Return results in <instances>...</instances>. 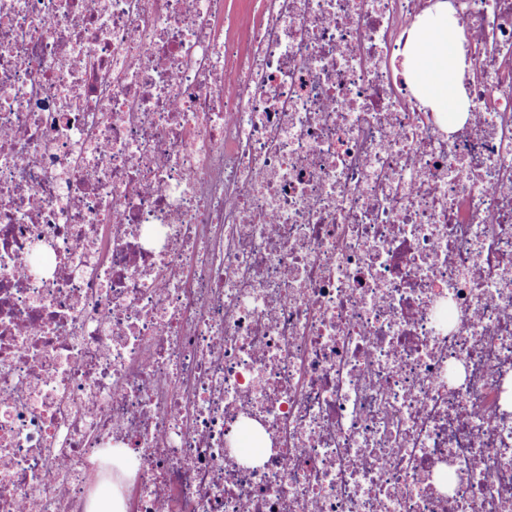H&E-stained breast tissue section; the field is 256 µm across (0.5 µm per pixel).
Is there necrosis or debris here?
<instances>
[{
    "instance_id": "4bbe7bcc",
    "label": "necrosis or debris",
    "mask_w": 512,
    "mask_h": 512,
    "mask_svg": "<svg viewBox=\"0 0 512 512\" xmlns=\"http://www.w3.org/2000/svg\"><path fill=\"white\" fill-rule=\"evenodd\" d=\"M0 0V512H512V0ZM459 36L448 3L438 2L410 34L403 60L405 75L422 90L435 112L449 113V122L468 112L469 106L460 84L464 63L457 46Z\"/></svg>"
}]
</instances>
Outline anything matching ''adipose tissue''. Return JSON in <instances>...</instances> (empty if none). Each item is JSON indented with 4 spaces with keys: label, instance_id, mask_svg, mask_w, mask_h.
<instances>
[{
    "label": "adipose tissue",
    "instance_id": "1",
    "mask_svg": "<svg viewBox=\"0 0 512 512\" xmlns=\"http://www.w3.org/2000/svg\"><path fill=\"white\" fill-rule=\"evenodd\" d=\"M458 36L446 0H439L410 34L403 60L406 76L422 90L427 104L434 111L447 113L452 122L469 106L460 84L463 57Z\"/></svg>",
    "mask_w": 512,
    "mask_h": 512
}]
</instances>
